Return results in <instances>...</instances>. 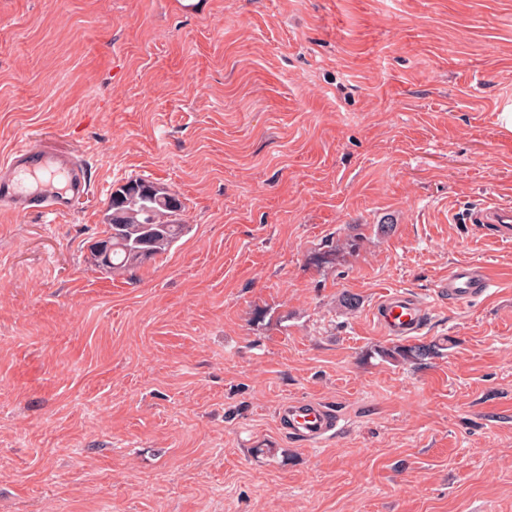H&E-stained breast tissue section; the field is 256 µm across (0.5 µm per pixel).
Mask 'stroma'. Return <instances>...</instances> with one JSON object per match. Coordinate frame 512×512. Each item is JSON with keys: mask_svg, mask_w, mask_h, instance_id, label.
Here are the masks:
<instances>
[{"mask_svg": "<svg viewBox=\"0 0 512 512\" xmlns=\"http://www.w3.org/2000/svg\"><path fill=\"white\" fill-rule=\"evenodd\" d=\"M510 98L512 0H0V155L93 173L0 216V512H512V239L469 221L512 207ZM135 178L189 231L115 279L89 245ZM460 262L494 274L465 306ZM392 290L424 360L384 354ZM492 285V273L484 266L473 263H457L448 270V278L444 280L437 293H448V301L464 305L482 297ZM374 320L387 336L411 338L426 326V305L410 295L393 291L386 294L374 309ZM278 420L286 434L311 444L333 438L341 430L334 411L312 401L283 402L279 407Z\"/></svg>", "mask_w": 512, "mask_h": 512, "instance_id": "35a3bbf8", "label": "stroma"}]
</instances>
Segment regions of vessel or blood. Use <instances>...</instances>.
<instances>
[{"mask_svg":"<svg viewBox=\"0 0 512 512\" xmlns=\"http://www.w3.org/2000/svg\"><path fill=\"white\" fill-rule=\"evenodd\" d=\"M90 188L91 174L84 159L67 150L25 141L0 161V211L4 213L63 215ZM470 221L494 227L500 238L512 237V212L502 206H479ZM491 285V271L468 262L452 266L442 283L449 301L458 305L482 297ZM373 316L385 335L410 338L426 326L429 311L421 301L393 291L378 302ZM278 420L286 434L311 444L333 438L340 431L334 411L318 402H283Z\"/></svg>","mask_w":512,"mask_h":512,"instance_id":"obj_1","label":"vessel or blood"}]
</instances>
